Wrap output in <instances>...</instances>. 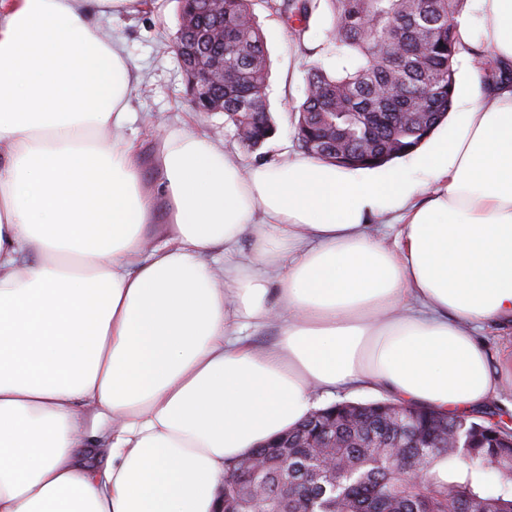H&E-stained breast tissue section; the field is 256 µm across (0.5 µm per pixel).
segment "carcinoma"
Masks as SVG:
<instances>
[{"instance_id": "cac0c4a2", "label": "carcinoma", "mask_w": 512, "mask_h": 512, "mask_svg": "<svg viewBox=\"0 0 512 512\" xmlns=\"http://www.w3.org/2000/svg\"><path fill=\"white\" fill-rule=\"evenodd\" d=\"M277 15L293 40L309 39L312 17L331 13L326 42L347 64L334 73L315 66L295 108V131L309 155L341 167L384 165L406 157L444 122L457 87L458 56L467 52L484 70L490 88L512 82V66L489 58L457 37L467 0H224V116L240 128L239 112L257 119L242 141L265 143L275 133L268 115V58L254 2ZM386 402L325 407L333 416L334 448L306 447L309 420L288 431V447L258 448L256 486L263 507L280 512H512V428L483 416L450 417L423 404L414 427L431 438L411 446L404 426ZM466 426L467 456L453 447V431ZM336 458V480L320 462ZM419 466L414 481L401 470ZM226 512H255L246 487L233 481L245 459L226 466ZM495 478L489 477V472Z\"/></svg>"}]
</instances>
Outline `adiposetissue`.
<instances>
[{
    "instance_id": "obj_1",
    "label": "adipose tissue",
    "mask_w": 512,
    "mask_h": 512,
    "mask_svg": "<svg viewBox=\"0 0 512 512\" xmlns=\"http://www.w3.org/2000/svg\"><path fill=\"white\" fill-rule=\"evenodd\" d=\"M129 2L0 0V512H224L226 465L334 387L484 410L476 334L512 324V86L472 70L462 123L379 176L246 168L178 129L149 185L123 135L138 75L91 19ZM475 2L462 44L511 61L512 0Z\"/></svg>"
}]
</instances>
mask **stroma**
<instances>
[{"label": "stroma", "mask_w": 512, "mask_h": 512, "mask_svg": "<svg viewBox=\"0 0 512 512\" xmlns=\"http://www.w3.org/2000/svg\"><path fill=\"white\" fill-rule=\"evenodd\" d=\"M254 12L266 38L270 63L269 110L276 126L273 137L257 150L241 143L223 113L206 114L190 106L184 77L169 48L178 31V0H152L151 6L137 5L118 18L103 19V32L123 38L126 51L139 71L140 79L130 96L135 119L127 128L126 136L139 146L147 182H155L160 176L154 154L161 139L179 128L205 135L225 151L237 154L246 166L276 163L300 154L293 108L303 99L308 68L317 64L331 70L336 65L335 55L319 48L330 26V15L324 12L315 18L312 29L316 37L309 48L303 49L277 16L259 4L255 5Z\"/></svg>", "instance_id": "35a3bbf8"}]
</instances>
